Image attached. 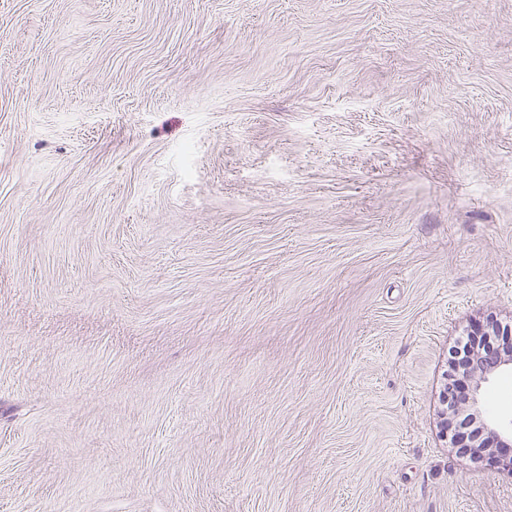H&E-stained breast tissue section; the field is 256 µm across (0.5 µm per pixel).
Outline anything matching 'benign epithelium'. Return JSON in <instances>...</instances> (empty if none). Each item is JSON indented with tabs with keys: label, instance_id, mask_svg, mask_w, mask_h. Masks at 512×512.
<instances>
[{
	"label": "benign epithelium",
	"instance_id": "7a95c632",
	"mask_svg": "<svg viewBox=\"0 0 512 512\" xmlns=\"http://www.w3.org/2000/svg\"><path fill=\"white\" fill-rule=\"evenodd\" d=\"M503 373H512V349L503 353L478 352L472 357L466 386L460 389L451 381L446 383L443 399L446 402L462 401L477 416L482 413L486 384L492 376ZM454 441L461 443L460 453L477 451L487 459L488 465L512 473V425L505 426L494 418H486L481 420L479 438L464 441L456 434Z\"/></svg>",
	"mask_w": 512,
	"mask_h": 512
}]
</instances>
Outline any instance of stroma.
I'll list each match as a JSON object with an SVG mask.
<instances>
[{
  "label": "stroma",
  "instance_id": "1",
  "mask_svg": "<svg viewBox=\"0 0 512 512\" xmlns=\"http://www.w3.org/2000/svg\"><path fill=\"white\" fill-rule=\"evenodd\" d=\"M494 323L512 0H0V512H512ZM509 349L503 353H476L471 358V371L466 386L460 389L448 379L443 391L444 401H463L473 415L480 416L485 402L486 384L490 378L497 374L512 373V348ZM462 454L478 451L487 459L488 465L507 470L512 474V423L504 426L497 419L481 420V434L476 440H465L461 445Z\"/></svg>",
  "mask_w": 512,
  "mask_h": 512
}]
</instances>
